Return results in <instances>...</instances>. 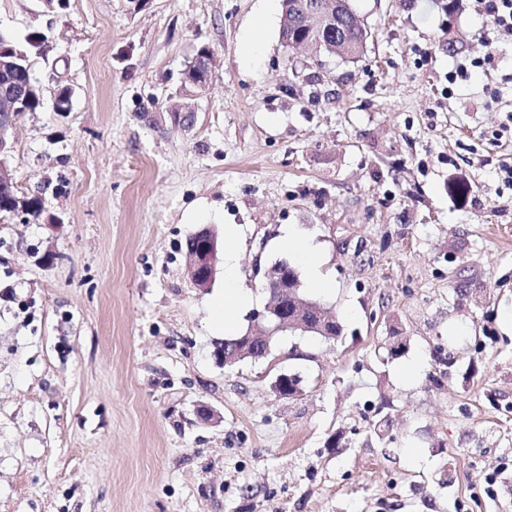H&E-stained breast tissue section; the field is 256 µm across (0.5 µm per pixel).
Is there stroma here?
Here are the masks:
<instances>
[{
	"label": "stroma",
	"mask_w": 512,
	"mask_h": 512,
	"mask_svg": "<svg viewBox=\"0 0 512 512\" xmlns=\"http://www.w3.org/2000/svg\"><path fill=\"white\" fill-rule=\"evenodd\" d=\"M350 5L354 62L288 49L281 0H0L54 35L44 93L75 91L6 132L44 211L0 215V512H512V42L475 0ZM228 224L256 310L283 229L313 236L341 337L225 367L224 278L196 289L185 242ZM194 62L197 63L199 69L205 73V79H204L203 74H201V76H199V77L192 75L191 71L189 69H187V66H186V68L182 72L181 85L183 83V79H184V84H186V85H189L190 81L199 80V82L192 83L193 87L206 89L208 87L209 81L211 80L212 74L214 72L213 54H206V56L197 55L194 59ZM200 81H202V82H200Z\"/></svg>",
	"instance_id": "35a3bbf8"
}]
</instances>
